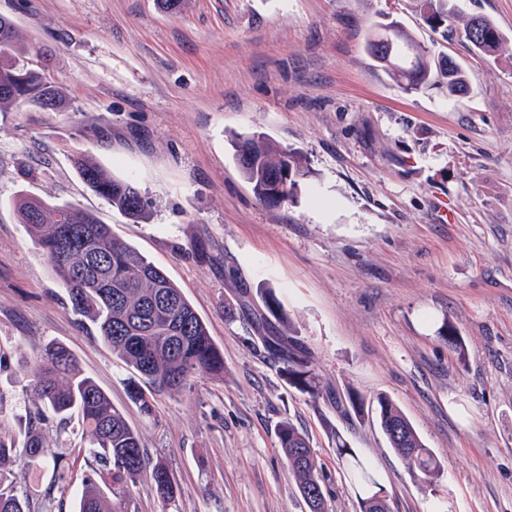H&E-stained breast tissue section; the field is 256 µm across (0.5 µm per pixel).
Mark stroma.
I'll return each mask as SVG.
<instances>
[{
	"mask_svg": "<svg viewBox=\"0 0 512 512\" xmlns=\"http://www.w3.org/2000/svg\"><path fill=\"white\" fill-rule=\"evenodd\" d=\"M63 100L0 110V437L22 442L33 407L27 368L67 346L175 480L148 478L131 512H308L277 446L281 422L309 439L327 512H359L336 455L367 459L394 512H512V62L442 38L410 0H0ZM397 20L462 66L470 90L404 93L365 50ZM261 133L301 153L295 204L260 203L231 141ZM86 154L134 179L146 218L128 219L80 179ZM25 192L71 202L182 288L224 354V373L157 393L74 313L34 237L14 215ZM206 247L188 257L190 243ZM281 303L327 391L289 386L256 350L264 293ZM453 326L464 356L440 335ZM364 399L360 416L336 401ZM389 397L440 460L438 492L390 448L375 420ZM68 464L18 470L30 512H76L88 468L78 418L50 422ZM150 480L156 494L162 499L171 498L174 494L175 484L173 477L163 465H155L150 472Z\"/></svg>",
	"mask_w": 512,
	"mask_h": 512,
	"instance_id": "1",
	"label": "stroma"
}]
</instances>
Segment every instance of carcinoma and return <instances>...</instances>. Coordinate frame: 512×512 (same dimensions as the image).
<instances>
[{
	"instance_id": "cac0c4a2",
	"label": "carcinoma",
	"mask_w": 512,
	"mask_h": 512,
	"mask_svg": "<svg viewBox=\"0 0 512 512\" xmlns=\"http://www.w3.org/2000/svg\"><path fill=\"white\" fill-rule=\"evenodd\" d=\"M412 3L432 29L445 34L454 31L485 55L512 59V44L491 18L463 12L457 0ZM16 40L14 24L1 16L0 108L19 100L42 99L51 108L59 106L56 89L44 74L16 61ZM366 47L405 93L434 87L459 96L469 90L468 76L460 65L435 55L396 21L374 24ZM232 147L257 200L270 206L297 202L301 184L310 174L301 154L280 148L261 133L239 136ZM75 167L82 181L113 207L135 220L143 218L144 203L133 182L113 177L83 156L75 159ZM15 212L18 223L26 226L52 264L72 309L95 323L112 353L142 378L131 390V398L144 414L153 413L155 392L178 394L197 375L224 372V354L182 289L109 225L74 204H49L25 194L15 199ZM265 308L267 315L260 317L264 356L279 366L290 386L314 399L324 396L303 344L284 329L286 317L279 305L267 299ZM28 374L35 405L51 410L62 421L74 414L81 419L92 461L78 497V512H128L129 487L146 473L160 498L173 496L175 484L167 468L157 464L147 470L139 434L108 394L81 373L66 346L45 345ZM376 416L390 447L436 491L441 464L410 421L383 396L377 398ZM277 440L309 512H326L324 486L305 435L284 421L277 428ZM336 448L357 489L359 512H391L383 488L356 450L339 435ZM48 457L55 481L65 482L63 456L51 451L38 409L20 446L0 441V512H29L27 498L16 488L14 469Z\"/></svg>"
}]
</instances>
